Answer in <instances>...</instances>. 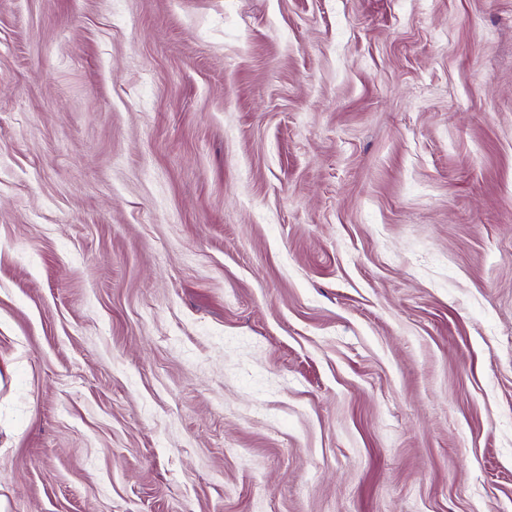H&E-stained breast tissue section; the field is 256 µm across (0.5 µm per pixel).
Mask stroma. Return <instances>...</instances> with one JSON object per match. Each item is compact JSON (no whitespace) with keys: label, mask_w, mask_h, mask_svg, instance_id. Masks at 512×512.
<instances>
[{"label":"stroma","mask_w":512,"mask_h":512,"mask_svg":"<svg viewBox=\"0 0 512 512\" xmlns=\"http://www.w3.org/2000/svg\"><path fill=\"white\" fill-rule=\"evenodd\" d=\"M0 512H512V0H0Z\"/></svg>","instance_id":"obj_1"}]
</instances>
